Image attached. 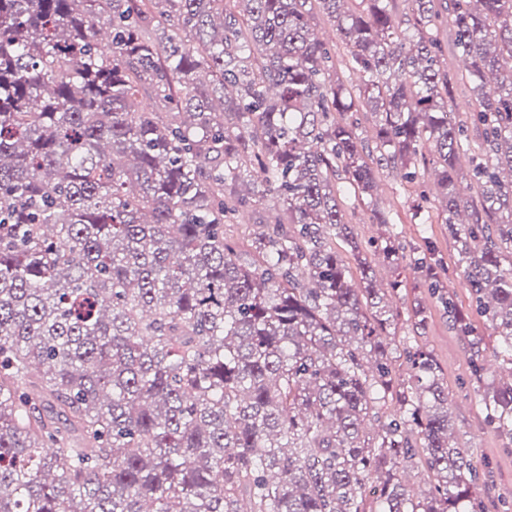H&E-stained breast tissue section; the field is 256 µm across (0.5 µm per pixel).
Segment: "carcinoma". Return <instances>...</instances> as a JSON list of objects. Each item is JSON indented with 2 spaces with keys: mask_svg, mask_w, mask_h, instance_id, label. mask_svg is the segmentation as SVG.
Listing matches in <instances>:
<instances>
[{
  "mask_svg": "<svg viewBox=\"0 0 512 512\" xmlns=\"http://www.w3.org/2000/svg\"><path fill=\"white\" fill-rule=\"evenodd\" d=\"M449 10L466 123L436 0H0V512H484L442 368L383 337L396 313L336 192L433 180L417 210L464 242L508 377L484 381L446 299L448 320L512 437V0ZM169 21L189 39L155 41ZM269 195L245 258L224 225ZM440 35L443 38L446 46L448 47V69L451 71H455L459 73V77L456 82L453 84L451 88V97L454 106L456 107V113L460 119H465L469 112L476 105L475 98L472 94L470 83L468 79L465 77V71H463L464 76H461L462 67L460 66V58L461 56L456 55L454 50V42H453V34L450 25V18L448 15V26H444L439 29Z\"/></svg>",
  "mask_w": 512,
  "mask_h": 512,
  "instance_id": "carcinoma-1",
  "label": "carcinoma"
}]
</instances>
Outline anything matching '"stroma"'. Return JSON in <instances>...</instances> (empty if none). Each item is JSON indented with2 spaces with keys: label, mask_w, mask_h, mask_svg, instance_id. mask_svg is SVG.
I'll return each mask as SVG.
<instances>
[{
  "label": "stroma",
  "mask_w": 512,
  "mask_h": 512,
  "mask_svg": "<svg viewBox=\"0 0 512 512\" xmlns=\"http://www.w3.org/2000/svg\"><path fill=\"white\" fill-rule=\"evenodd\" d=\"M419 186L407 183L399 170L383 169L368 201L348 202L346 220L354 235L364 245L376 246L383 238L393 237L406 255H434L442 263L444 292L458 307L466 310L486 349L484 359L492 363L489 377L506 376L505 367L496 365V341L493 330L478 312L470 290L456 267L458 245L436 215L414 214L413 201ZM382 210L394 218L392 225L373 223L374 211ZM378 287H389L393 281L401 286L393 296L399 314L395 338L404 343H417L432 350L448 383V406L454 421L455 436L460 445L469 448L479 464L487 466L489 485L479 492L487 512H512V439L495 430L475 399L478 382L473 375L465 339L448 323V316L439 299L428 291L424 275L410 262L395 267L375 258ZM426 309L427 325L422 334L412 330L415 304Z\"/></svg>",
  "instance_id": "obj_1"
}]
</instances>
